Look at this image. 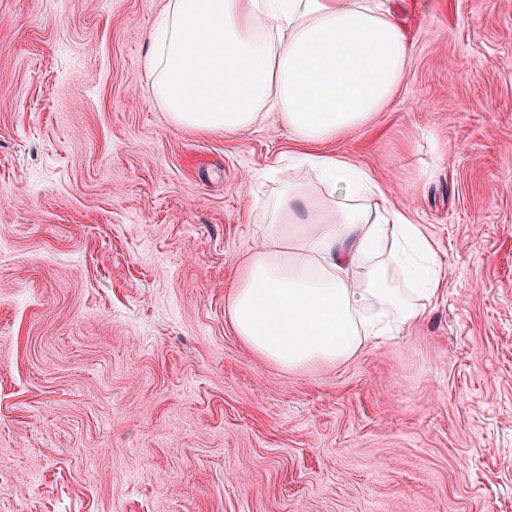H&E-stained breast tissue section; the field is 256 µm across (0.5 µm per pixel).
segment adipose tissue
Wrapping results in <instances>:
<instances>
[{"label": "adipose tissue", "instance_id": "ef3b65f1", "mask_svg": "<svg viewBox=\"0 0 512 512\" xmlns=\"http://www.w3.org/2000/svg\"><path fill=\"white\" fill-rule=\"evenodd\" d=\"M412 56L382 0H168L150 59L171 119L242 133L277 113L295 142H333L393 100ZM330 204L282 186L267 242L245 259L228 320L250 349L288 370L340 364L421 320L441 286L419 225L366 167L306 153Z\"/></svg>", "mask_w": 512, "mask_h": 512}]
</instances>
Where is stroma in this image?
<instances>
[{"label": "stroma", "mask_w": 512, "mask_h": 512, "mask_svg": "<svg viewBox=\"0 0 512 512\" xmlns=\"http://www.w3.org/2000/svg\"><path fill=\"white\" fill-rule=\"evenodd\" d=\"M167 0H0V512H512V0H390L414 54L331 145L432 238L425 322L285 371L227 316L276 113L175 124Z\"/></svg>", "instance_id": "35a3bbf8"}]
</instances>
